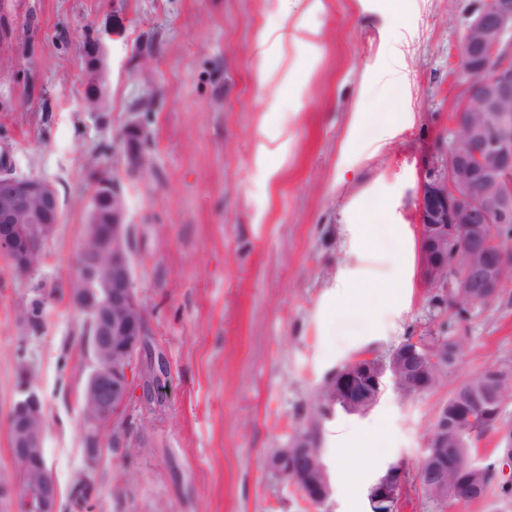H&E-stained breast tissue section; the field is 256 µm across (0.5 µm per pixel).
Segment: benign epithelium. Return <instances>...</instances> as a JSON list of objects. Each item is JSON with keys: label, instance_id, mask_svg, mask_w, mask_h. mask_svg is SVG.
Segmentation results:
<instances>
[{"label": "benign epithelium", "instance_id": "obj_1", "mask_svg": "<svg viewBox=\"0 0 512 512\" xmlns=\"http://www.w3.org/2000/svg\"><path fill=\"white\" fill-rule=\"evenodd\" d=\"M462 71L478 77L468 84L460 111L478 107L485 111L479 124L464 125L455 120L452 137L441 172L423 186L420 211V274L427 287L448 291L457 289L459 299L473 303L497 296L505 283L504 271L512 265V251L504 250L492 238L490 229L497 224H512V116L500 106L512 100V0H485L478 6L463 37L458 57ZM87 87L92 92L90 107L103 98L107 65L101 46L85 67ZM144 129L135 117L121 131L129 175L142 174L138 166L144 147L138 145ZM112 187L109 218L102 223L100 211L88 214L86 237L96 241L99 250L93 261L84 253L77 258L76 277L71 300L91 325V371L86 392L94 415L85 421L87 432L82 444L84 475L93 474L99 464L101 435L96 430L103 420L112 421V444L126 436L118 426V414L130 399L135 386V365L148 336L133 280L131 225L127 222V197L123 178L101 181L100 188ZM60 220V202L56 188L45 178L31 174L20 176L0 169V256L24 275H30L39 255L27 241L28 231L47 241ZM453 228L465 250V262H448V228ZM414 347H396L390 353L395 361L372 381L371 402L379 401L386 380L401 388V372L415 369L414 389L427 391V378L448 365V350L430 338H413ZM344 403L352 412L362 413L358 401L362 389L358 373L348 369L338 374ZM42 397L38 387L26 381L16 391L10 414L18 431L13 454L29 466L35 477L17 485L19 512H58L59 497L55 480L42 473L44 432L41 426ZM448 408L437 407L427 437V455L415 473L421 488L434 480L443 481L439 460L448 444ZM318 450L308 438L294 437V448H273L266 466L291 485L312 506H323L333 489L326 468L317 463ZM487 469L509 484L512 482V453L504 454ZM407 475L399 464L391 466L370 494L371 505L392 500L388 486Z\"/></svg>", "mask_w": 512, "mask_h": 512}]
</instances>
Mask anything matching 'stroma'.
I'll use <instances>...</instances> for the list:
<instances>
[{
	"label": "stroma",
	"instance_id": "obj_1",
	"mask_svg": "<svg viewBox=\"0 0 512 512\" xmlns=\"http://www.w3.org/2000/svg\"><path fill=\"white\" fill-rule=\"evenodd\" d=\"M479 0H298L292 21L319 32L309 53L277 33L275 0H0V159L57 189L61 217L33 273L0 260V512H17L8 416L29 368L45 401V456L59 512L83 471L78 397L89 371L83 317L69 300L86 232L88 161L124 170L119 132L133 104L151 166L126 180L134 285L158 399L133 397L124 447L108 442L92 512H371L387 468L415 472L438 405L461 379L512 361V296L473 306L456 375L437 389L387 388L363 415L321 422L333 494L307 504L265 465L306 425L324 380L358 354L388 355L448 320L420 278L418 203L436 174L468 83L456 65ZM102 47L105 105H84L86 42ZM273 75L259 85L258 67ZM363 224L366 251L351 252ZM361 273L353 300L329 297ZM51 291L38 329L16 316ZM399 512H512L404 493Z\"/></svg>",
	"mask_w": 512,
	"mask_h": 512
}]
</instances>
